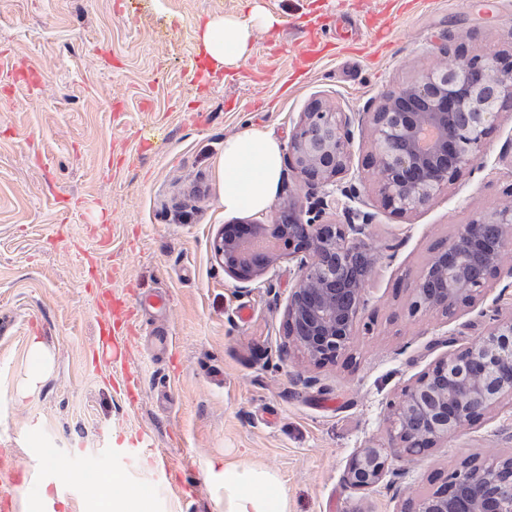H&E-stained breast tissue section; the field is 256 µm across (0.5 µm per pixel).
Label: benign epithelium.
<instances>
[{
  "instance_id": "obj_1",
  "label": "benign epithelium",
  "mask_w": 512,
  "mask_h": 512,
  "mask_svg": "<svg viewBox=\"0 0 512 512\" xmlns=\"http://www.w3.org/2000/svg\"><path fill=\"white\" fill-rule=\"evenodd\" d=\"M512 100V64L475 58L460 68L430 71L387 94L375 112H341L314 102L302 113L290 141L293 168L315 195L302 206L288 200L289 223L278 218L247 225L226 224L213 245L224 272L250 283L260 279L282 255L272 244L288 247L297 279L288 294V337L314 363L337 359L354 336L367 305L366 269L361 281L347 276L356 258H365L372 214L360 188L343 181L350 171L354 128L371 127L383 206L403 215L427 206L445 186L473 168L500 112ZM467 116L464 122L449 118ZM342 208L345 221H322L328 201ZM307 219H302V216ZM498 224L503 235L494 244L482 240V228ZM512 245V210L480 214L457 225L438 247L415 282L414 313H453L472 305L505 274L504 252ZM512 400V315L496 319L477 345L451 352L407 386L388 406L389 448L365 447L348 465L350 487L366 490L387 472L389 453L420 455L426 449L471 428ZM512 485V456L488 465L467 463L450 472L433 492L404 503L401 512H512V499L497 488Z\"/></svg>"
}]
</instances>
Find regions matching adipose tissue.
Here are the masks:
<instances>
[{
	"label": "adipose tissue",
	"instance_id": "ef3b65f1",
	"mask_svg": "<svg viewBox=\"0 0 512 512\" xmlns=\"http://www.w3.org/2000/svg\"><path fill=\"white\" fill-rule=\"evenodd\" d=\"M272 25V19L258 11L247 23L226 16L207 22L200 39L215 67L233 68L247 56L255 29ZM217 175L225 213L265 211L282 177L280 140L259 130L225 138ZM224 512H287L277 476L258 467L225 470Z\"/></svg>",
	"mask_w": 512,
	"mask_h": 512
}]
</instances>
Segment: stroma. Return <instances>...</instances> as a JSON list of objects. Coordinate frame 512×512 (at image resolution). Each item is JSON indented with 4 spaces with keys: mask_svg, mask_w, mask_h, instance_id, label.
I'll return each instance as SVG.
<instances>
[{
    "mask_svg": "<svg viewBox=\"0 0 512 512\" xmlns=\"http://www.w3.org/2000/svg\"><path fill=\"white\" fill-rule=\"evenodd\" d=\"M274 17L238 68L207 60L213 19ZM323 53L294 56L304 40ZM512 55V0H0V512H108L88 473L121 472L129 512H224L210 471L257 465L288 512H400L463 461L512 456V403L420 456H394L362 491L346 472L360 448L387 447L386 407L438 359L512 313L494 283L454 315L412 314L411 289L457 225L512 207V106L473 170L407 215L378 196L369 130L351 164L374 213L368 304L350 347L316 368L288 340L296 282L281 260L269 284H240L216 261L224 225L268 221L308 189L282 162L269 209L225 214L216 164L245 129L288 143L315 99L372 112L434 69ZM136 305L127 368L97 358L105 295ZM49 358L31 377L30 345ZM142 439L167 457L124 450Z\"/></svg>",
    "mask_w": 512,
    "mask_h": 512,
    "instance_id": "stroma-1",
    "label": "stroma"
}]
</instances>
